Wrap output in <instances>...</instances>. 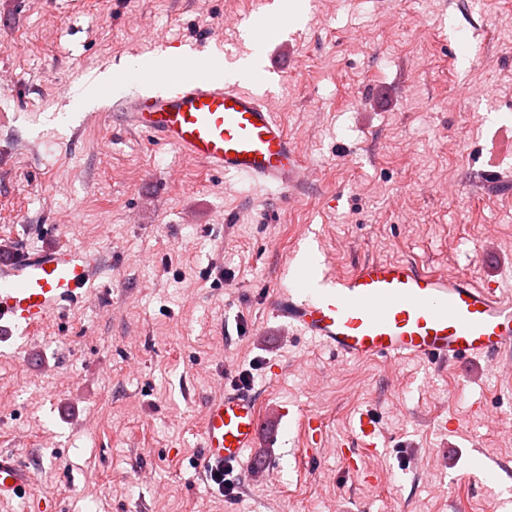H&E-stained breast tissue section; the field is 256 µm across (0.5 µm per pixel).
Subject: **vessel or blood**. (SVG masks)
Segmentation results:
<instances>
[{
    "label": "vessel or blood",
    "mask_w": 512,
    "mask_h": 512,
    "mask_svg": "<svg viewBox=\"0 0 512 512\" xmlns=\"http://www.w3.org/2000/svg\"><path fill=\"white\" fill-rule=\"evenodd\" d=\"M208 58L180 59L156 86L95 99L92 115L145 135L202 163L262 187L295 188L305 176L284 126L238 79L210 76ZM97 267L94 254L57 245L0 256V335L33 332L78 305ZM271 314L345 358L373 361L493 360L512 348V297L499 284L370 259L345 274L302 272L278 293ZM264 413L251 390L232 388L207 405L201 448L206 465L246 463ZM31 473L0 454V499L25 495Z\"/></svg>",
    "instance_id": "1"
}]
</instances>
